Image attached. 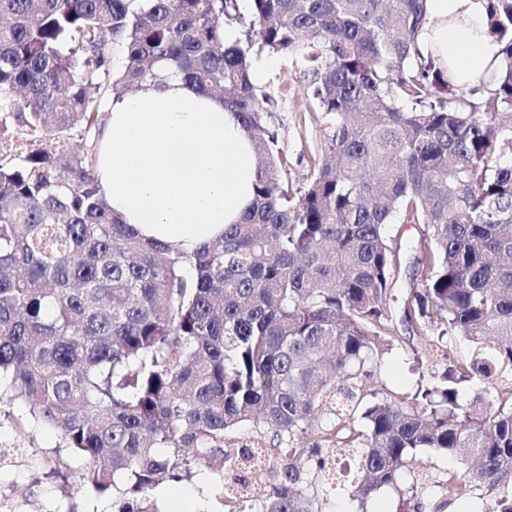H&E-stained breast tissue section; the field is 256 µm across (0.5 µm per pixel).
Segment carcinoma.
Segmentation results:
<instances>
[{
	"instance_id": "1",
	"label": "carcinoma",
	"mask_w": 512,
	"mask_h": 512,
	"mask_svg": "<svg viewBox=\"0 0 512 512\" xmlns=\"http://www.w3.org/2000/svg\"><path fill=\"white\" fill-rule=\"evenodd\" d=\"M0 0V379L78 489L116 491L112 512H159L161 480L205 462L224 512H328L313 477L336 484L353 455L358 512L383 488L423 512L401 472L450 456L446 495L512 481V0H489L498 62L471 94L424 57L427 0ZM238 28L232 44L224 30ZM120 53L121 70L113 69ZM283 57L316 117L309 174L288 177L277 101L253 61ZM216 97L249 133L254 199L191 254L122 224L95 171L102 108L169 73ZM401 224L421 287L401 322L471 345L456 370L411 395L366 389L398 337L387 307ZM485 390L470 399L460 385ZM249 426L277 466L251 486Z\"/></svg>"
}]
</instances>
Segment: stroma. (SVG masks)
<instances>
[{
	"instance_id": "1",
	"label": "stroma",
	"mask_w": 512,
	"mask_h": 512,
	"mask_svg": "<svg viewBox=\"0 0 512 512\" xmlns=\"http://www.w3.org/2000/svg\"><path fill=\"white\" fill-rule=\"evenodd\" d=\"M260 90L278 101L277 114L280 137L288 151L290 174L294 181L303 182L309 173L307 164L297 156L307 137L316 127L312 113L300 112L296 102L303 94V84L283 63L258 81ZM392 332L400 336L398 348L386 355L368 381L370 387L385 386L395 391L416 387L420 376H439L469 352L468 342L460 338L444 339L441 346L431 345L427 338L410 333L400 319H393ZM26 407L21 400H0V440H11L25 449L28 459L20 476L0 474V492L26 501V512H43L47 504L68 505L63 482L53 477L51 470L61 465L77 470V461L70 456H54L59 442L50 430L24 423ZM222 484L205 464H198L193 478L181 482L166 481L155 492L161 512H219ZM502 489L470 492L459 499L444 501L441 493L427 494L429 512H487Z\"/></svg>"
}]
</instances>
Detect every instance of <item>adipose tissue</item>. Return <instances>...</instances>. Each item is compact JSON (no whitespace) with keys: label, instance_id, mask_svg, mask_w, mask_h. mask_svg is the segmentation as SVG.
<instances>
[{"label":"adipose tissue","instance_id":"obj_1","mask_svg":"<svg viewBox=\"0 0 512 512\" xmlns=\"http://www.w3.org/2000/svg\"><path fill=\"white\" fill-rule=\"evenodd\" d=\"M422 54L477 84L499 56L487 38L488 0H427ZM249 134L219 99L180 78L113 98L96 147V173L114 215L146 240L193 252L238 223L253 199Z\"/></svg>","mask_w":512,"mask_h":512}]
</instances>
